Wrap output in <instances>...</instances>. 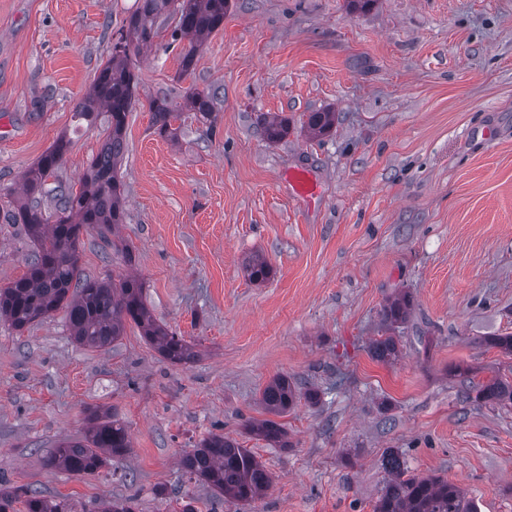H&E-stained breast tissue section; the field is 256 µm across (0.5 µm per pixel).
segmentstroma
I'll list each match as a JSON object with an SVG mask.
<instances>
[{"label": "stroma", "instance_id": "stroma-1", "mask_svg": "<svg viewBox=\"0 0 512 512\" xmlns=\"http://www.w3.org/2000/svg\"><path fill=\"white\" fill-rule=\"evenodd\" d=\"M136 0H0V287L33 252L7 221L22 176L60 136L54 179L78 186L105 136L74 110L108 60ZM175 15L134 56L137 80L118 166L126 263L96 231L79 271L130 273L156 320L200 351L161 360L136 326L92 350L58 312L18 332L0 321V480L83 504L134 498L136 512H373L387 450L409 473L458 485L478 512H512V404L477 387L512 381L489 336L512 334V0H232L182 73ZM215 89L217 128L185 111ZM168 99L180 135L160 137L149 104ZM336 124L311 139L309 113ZM290 131L264 140L262 114ZM309 172L313 198L289 183ZM273 268L255 284L243 266ZM414 297L401 355L372 359L385 301ZM287 375L317 404L284 417L289 447L247 431L262 388ZM112 408L131 447L92 475L50 468L58 442ZM213 432L237 441L273 482L252 503L190 480L183 454Z\"/></svg>", "mask_w": 512, "mask_h": 512}]
</instances>
